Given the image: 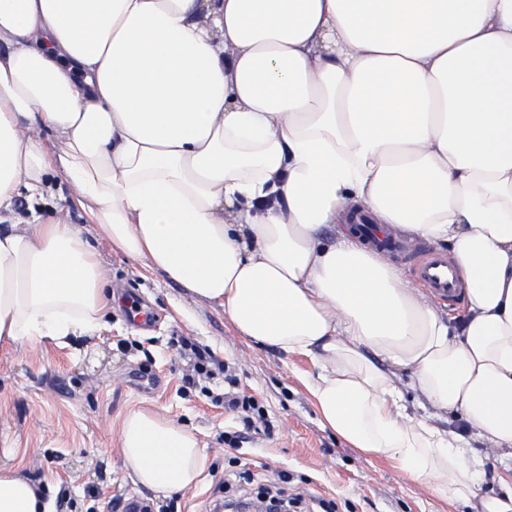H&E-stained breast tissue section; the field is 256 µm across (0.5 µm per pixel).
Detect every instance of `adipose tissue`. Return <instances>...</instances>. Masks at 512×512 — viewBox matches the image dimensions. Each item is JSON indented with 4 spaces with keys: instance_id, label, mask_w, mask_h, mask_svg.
<instances>
[{
    "instance_id": "1",
    "label": "adipose tissue",
    "mask_w": 512,
    "mask_h": 512,
    "mask_svg": "<svg viewBox=\"0 0 512 512\" xmlns=\"http://www.w3.org/2000/svg\"><path fill=\"white\" fill-rule=\"evenodd\" d=\"M50 172L114 248L309 358L324 426L451 503L479 479L464 434L433 423L459 415L499 453L484 512H512V0H0V353L91 335L112 298L65 216L13 210ZM353 220L447 245L462 315ZM119 449L163 494L205 472L147 407ZM55 500L0 466V512Z\"/></svg>"
}]
</instances>
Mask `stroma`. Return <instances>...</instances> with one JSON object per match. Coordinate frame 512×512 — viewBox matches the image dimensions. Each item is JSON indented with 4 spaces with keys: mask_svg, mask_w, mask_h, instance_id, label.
Instances as JSON below:
<instances>
[{
    "mask_svg": "<svg viewBox=\"0 0 512 512\" xmlns=\"http://www.w3.org/2000/svg\"><path fill=\"white\" fill-rule=\"evenodd\" d=\"M48 181L52 194L35 203L36 215L49 221L67 210L69 223L99 252L119 298L93 336L62 347L26 341L0 355V464L24 460L25 475L57 489V512H113L115 502L130 497L167 512H209L225 484L272 485L281 471L291 489L331 501L336 512H466L392 461L366 457L323 428L301 383L313 371L309 359L239 336L221 308L194 301L162 272L99 237L61 175ZM186 339L234 367L237 392L264 407L273 435L225 447V434L242 424L215 400L223 374L185 387ZM135 406L196 434L205 457L201 482L164 495L125 468L119 428Z\"/></svg>",
    "mask_w": 512,
    "mask_h": 512,
    "instance_id": "stroma-1",
    "label": "stroma"
}]
</instances>
